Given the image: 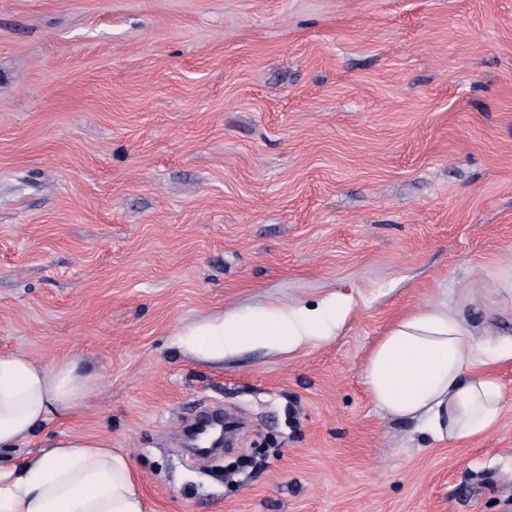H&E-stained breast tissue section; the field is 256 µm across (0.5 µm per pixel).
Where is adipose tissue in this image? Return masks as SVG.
Listing matches in <instances>:
<instances>
[{"mask_svg": "<svg viewBox=\"0 0 512 512\" xmlns=\"http://www.w3.org/2000/svg\"><path fill=\"white\" fill-rule=\"evenodd\" d=\"M472 297L440 300L396 320L372 350L365 382L379 410L416 421L433 439L472 441L500 424L504 395L498 366L512 363V337L499 336L491 316L466 315ZM349 311L330 295L321 304L283 313L203 319L183 332L191 352L266 345L296 347L331 335ZM102 376L76 352L49 360L0 354V450L19 447L55 420L79 411ZM0 512H146L129 457L104 438L63 434L44 439L21 469L0 467Z\"/></svg>", "mask_w": 512, "mask_h": 512, "instance_id": "1", "label": "adipose tissue"}]
</instances>
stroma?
<instances>
[{
  "instance_id": "35a3bbf8",
  "label": "stroma",
  "mask_w": 512,
  "mask_h": 512,
  "mask_svg": "<svg viewBox=\"0 0 512 512\" xmlns=\"http://www.w3.org/2000/svg\"><path fill=\"white\" fill-rule=\"evenodd\" d=\"M512 251V0H0V351L102 383L54 434L147 512H512L499 426L435 440L364 379L390 325ZM351 309L208 360V315ZM247 420L195 463L203 409Z\"/></svg>"
}]
</instances>
